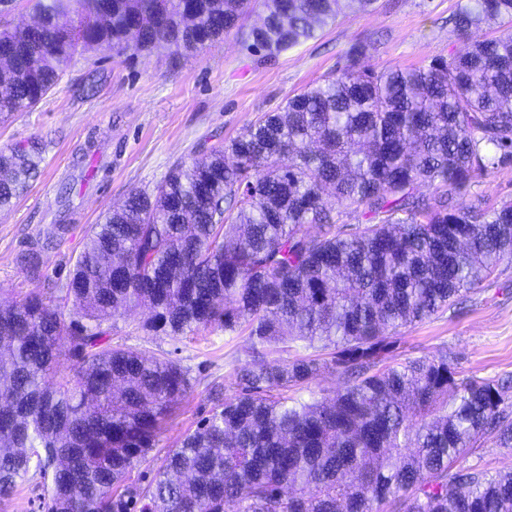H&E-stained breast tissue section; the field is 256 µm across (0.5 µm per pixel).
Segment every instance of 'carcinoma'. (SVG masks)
<instances>
[{"mask_svg": "<svg viewBox=\"0 0 512 512\" xmlns=\"http://www.w3.org/2000/svg\"><path fill=\"white\" fill-rule=\"evenodd\" d=\"M263 0L243 33L267 55L342 7ZM39 22L0 28V117L40 103L79 51L198 50L253 0H35ZM506 32L485 37V28ZM460 48L415 68L357 66L266 112L224 149L134 188L90 227L60 288L0 303V498L35 467L45 512H126L130 471L192 387L178 362L111 343L112 324L177 338L245 335L240 391L165 456L143 512H512V470L456 463L478 439L512 448V380L462 381L437 353L391 364L386 334L429 318L512 259V201L467 204L512 162V0H465ZM35 142L0 148V209L39 172ZM365 222L345 230L346 211ZM316 228L310 232L309 228ZM33 277L35 243L21 256ZM72 305L75 319H66ZM303 342L326 357L274 358ZM72 377L57 375L61 356ZM325 368L331 397L288 392Z\"/></svg>", "mask_w": 512, "mask_h": 512, "instance_id": "1", "label": "carcinoma"}]
</instances>
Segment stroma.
Returning a JSON list of instances; mask_svg holds the SVG:
<instances>
[{"mask_svg":"<svg viewBox=\"0 0 512 512\" xmlns=\"http://www.w3.org/2000/svg\"><path fill=\"white\" fill-rule=\"evenodd\" d=\"M459 0H378L371 11L343 8L300 45L265 56L252 52L232 31L201 50L115 56L86 51L64 66L59 83L29 112L0 122V147L41 140L44 161L12 206L0 210V301L29 294L59 298L83 251L91 225L136 187L161 181L172 165L189 161L199 146L214 147L238 136L263 113L283 107L290 96L335 75L346 51L370 43L361 66L383 70L418 67L448 54V18ZM70 180L72 218L58 243L43 256V275L30 277L18 255L39 230L50 227L58 187ZM467 203L512 201V164L480 178ZM397 359L446 353L460 377L512 376V261H503L461 304L394 332ZM113 342L149 356H166L187 367L192 387L137 463L127 484L142 491L166 454L209 415L207 385L238 394L224 356H246V336L217 329L207 342L152 336L117 320ZM44 480L29 472L14 494L0 499V512H45Z\"/></svg>","mask_w":512,"mask_h":512,"instance_id":"35a3bbf8","label":"stroma"}]
</instances>
